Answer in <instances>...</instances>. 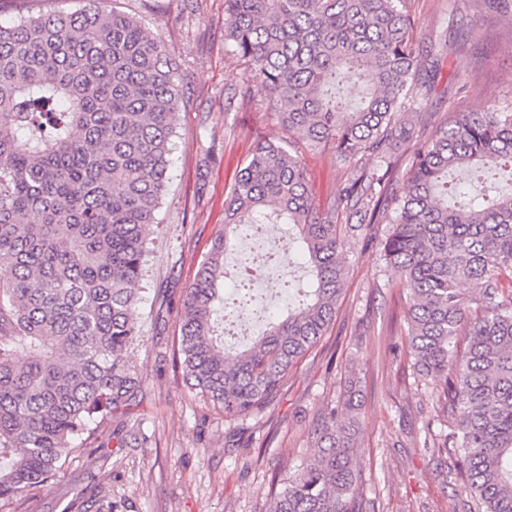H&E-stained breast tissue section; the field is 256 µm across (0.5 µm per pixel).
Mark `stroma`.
Here are the masks:
<instances>
[{
    "label": "stroma",
    "instance_id": "35a3bbf8",
    "mask_svg": "<svg viewBox=\"0 0 512 512\" xmlns=\"http://www.w3.org/2000/svg\"><path fill=\"white\" fill-rule=\"evenodd\" d=\"M424 66L413 106L426 130L496 99L512 110V26L481 0H403ZM81 0H0V21L73 12ZM141 20L184 68L159 224L148 240L147 273L135 319L142 337L128 360L139 392L98 423L45 486L0 500V512H269L273 475L313 454L322 404L356 383L362 402L363 512H462L440 473L425 428L443 429L438 398L413 373L405 344L406 292L375 240L338 224L345 240L346 290L320 343L293 367L277 403L259 416L225 417L172 366L182 301L197 267L224 230V198L260 138L282 136L249 68L224 47V0H103ZM475 34H467L469 23ZM320 209L370 157L340 161L332 146L301 148ZM165 291L166 303L155 299Z\"/></svg>",
    "mask_w": 512,
    "mask_h": 512
}]
</instances>
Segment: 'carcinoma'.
I'll use <instances>...</instances> for the list:
<instances>
[{
	"mask_svg": "<svg viewBox=\"0 0 512 512\" xmlns=\"http://www.w3.org/2000/svg\"><path fill=\"white\" fill-rule=\"evenodd\" d=\"M0 24V499L47 485L99 417L140 388L126 358L146 241L167 187L183 73L139 19L82 0ZM401 0H224V45L251 65L287 137L260 138L199 263L175 364L226 417L265 412L325 336L345 293L336 214L386 222L383 260L407 297V350L457 425L423 446L451 454L478 512H512V111L487 100L422 139L420 59ZM360 102L324 93L331 79ZM298 142L369 154L322 212ZM410 148L402 194L389 192ZM242 224H286L307 287L243 350L224 348L225 253ZM267 260L292 287V261ZM360 411L322 406L318 451L281 479L271 512H362Z\"/></svg>",
	"mask_w": 512,
	"mask_h": 512,
	"instance_id": "carcinoma-1",
	"label": "carcinoma"
}]
</instances>
